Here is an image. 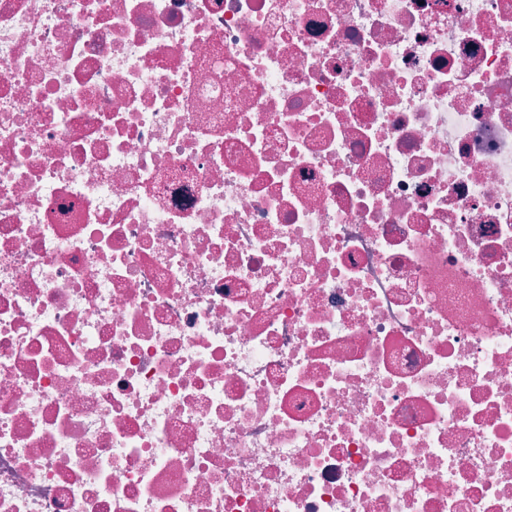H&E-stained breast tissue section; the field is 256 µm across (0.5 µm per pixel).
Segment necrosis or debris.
<instances>
[{"label":"necrosis or debris","instance_id":"4bbe7bcc","mask_svg":"<svg viewBox=\"0 0 512 512\" xmlns=\"http://www.w3.org/2000/svg\"><path fill=\"white\" fill-rule=\"evenodd\" d=\"M0 512H512V0H0Z\"/></svg>","mask_w":512,"mask_h":512}]
</instances>
